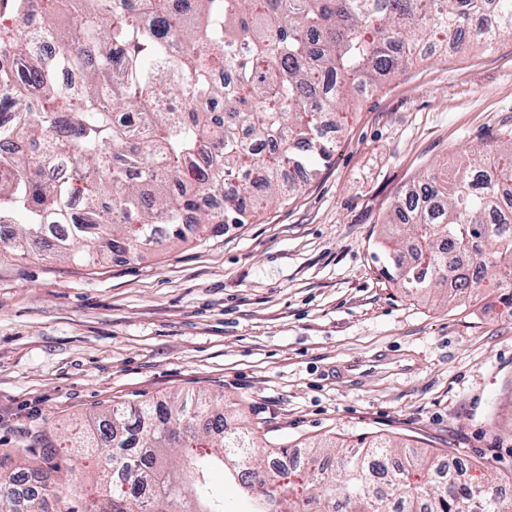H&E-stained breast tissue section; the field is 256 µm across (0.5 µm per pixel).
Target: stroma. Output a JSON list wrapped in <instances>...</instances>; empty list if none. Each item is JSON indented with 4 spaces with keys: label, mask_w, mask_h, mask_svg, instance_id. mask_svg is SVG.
<instances>
[{
    "label": "stroma",
    "mask_w": 512,
    "mask_h": 512,
    "mask_svg": "<svg viewBox=\"0 0 512 512\" xmlns=\"http://www.w3.org/2000/svg\"><path fill=\"white\" fill-rule=\"evenodd\" d=\"M329 163L254 223L96 267L0 255V459L187 391L257 448L383 438L512 473V315L382 277L383 221L425 174L512 139V40L438 47L345 106Z\"/></svg>",
    "instance_id": "1"
}]
</instances>
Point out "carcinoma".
I'll return each mask as SVG.
<instances>
[{
  "mask_svg": "<svg viewBox=\"0 0 512 512\" xmlns=\"http://www.w3.org/2000/svg\"><path fill=\"white\" fill-rule=\"evenodd\" d=\"M31 0H0V250L101 265L166 240L253 223L295 190L285 168L312 173L331 157L321 118L338 124L355 90L374 89L417 59L421 46L480 20L473 46L512 36V0H39L34 34L64 49H33L5 25ZM84 45L111 55L69 50ZM81 76L75 90L61 70ZM218 191L224 206L209 204ZM382 273L411 293L448 286L456 302L482 292L512 312V139L480 149L448 185L426 175L389 212ZM70 447L97 461L101 482L72 505L76 466L60 474L42 448L44 479L26 512H228L209 473L256 495L252 512H507L482 483L446 462L387 440L313 442L298 468L267 471L280 488L256 494L254 439L194 392L142 401L87 419ZM14 477L0 475V512H16Z\"/></svg>",
  "mask_w": 512,
  "mask_h": 512,
  "instance_id": "1",
  "label": "carcinoma"
}]
</instances>
